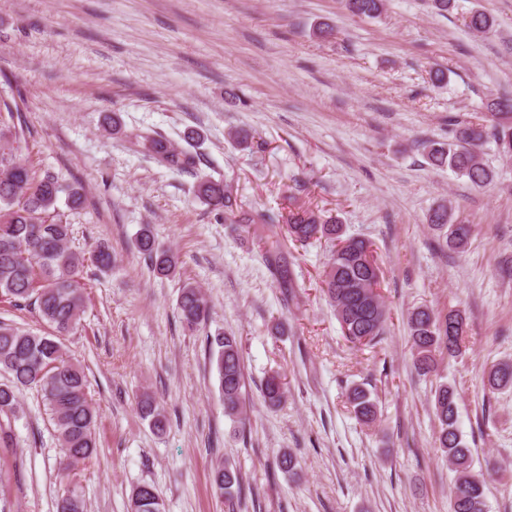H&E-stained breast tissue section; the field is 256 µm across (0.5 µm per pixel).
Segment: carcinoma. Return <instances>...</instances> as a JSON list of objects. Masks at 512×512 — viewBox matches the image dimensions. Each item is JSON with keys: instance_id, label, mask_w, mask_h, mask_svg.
<instances>
[{"instance_id": "obj_1", "label": "carcinoma", "mask_w": 512, "mask_h": 512, "mask_svg": "<svg viewBox=\"0 0 512 512\" xmlns=\"http://www.w3.org/2000/svg\"><path fill=\"white\" fill-rule=\"evenodd\" d=\"M384 2L344 0V5L354 15L373 18L382 13ZM467 26L487 34L493 28V18L484 10L474 9L467 14ZM486 109L491 124L457 121L452 142L425 146L432 166L446 167L465 176L476 188H484L493 180L492 172L480 159V147L487 139H493L503 154L512 155V96L491 98ZM25 133L19 105L0 97V297L16 307L35 306L41 319L51 327V331L39 334L0 324V371L7 374V381L0 383V416L16 415L23 391L37 388L42 392L63 451L59 476L68 485L56 501V512H87L85 500L74 488V480L79 467L97 455L98 414L89 397L85 372L65 357L62 339L76 328L85 307L84 286L79 281L85 262L105 272L112 268L114 259L104 243L97 244L88 256L68 246L71 224L63 220L57 203L64 193L70 208L76 209L82 204L83 194L54 176L38 175L21 162ZM137 143L143 152L171 169L187 170L197 165V155L173 147L161 136L141 135ZM195 194L211 211L224 214L228 224L256 223L251 214L235 212L231 196L221 182L203 179ZM427 224L443 246L462 251L468 245L471 225L455 222L450 207L439 205L432 209ZM286 230L288 238L301 246L322 238L335 244L324 271L323 291L335 309L345 341L355 347L376 344L385 333L388 312L379 294L373 291L379 284L380 267L372 254V244L345 235L337 219L324 220L303 208L288 211ZM136 246L150 261L153 273L176 276L177 257L157 243L149 225L140 229ZM177 310L182 322L196 330L208 320L211 306L200 288L186 283L180 289ZM407 330L416 353L415 367L427 375L434 370L436 357L462 353L466 318L458 311L441 316L427 306H420L409 312ZM206 341L218 375L224 414L243 429L247 415L240 343L236 336L227 333L208 336ZM488 382L496 390L512 387V365L491 366ZM261 393L267 407H280L286 393L282 376H268ZM350 401L358 421L366 425L375 421L376 405L369 393L356 388ZM137 410L154 429H164L165 416L152 396H141ZM433 414L439 424V447L455 472L452 512H485L483 479L473 472L471 449L458 429L453 387H436ZM212 488L231 505L244 492L240 474L221 464L212 471ZM130 507L131 512H163V502L149 484L134 489Z\"/></svg>"}]
</instances>
